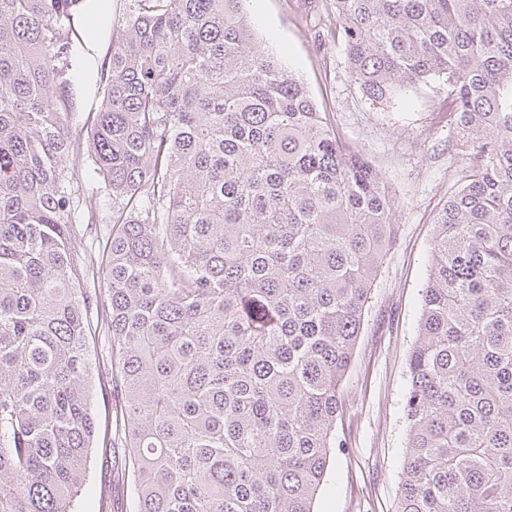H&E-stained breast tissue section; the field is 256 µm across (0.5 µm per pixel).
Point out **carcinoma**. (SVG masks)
Here are the masks:
<instances>
[{
  "label": "carcinoma",
  "instance_id": "cac0c4a2",
  "mask_svg": "<svg viewBox=\"0 0 512 512\" xmlns=\"http://www.w3.org/2000/svg\"><path fill=\"white\" fill-rule=\"evenodd\" d=\"M79 0H0V512H71L111 338L132 512H314L393 201L247 0H142L96 72ZM387 104L442 79L463 183L439 211L395 512H512V0H332ZM101 179L80 197L75 176ZM110 205L90 286L80 216Z\"/></svg>",
  "mask_w": 512,
  "mask_h": 512
}]
</instances>
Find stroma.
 <instances>
[{
    "mask_svg": "<svg viewBox=\"0 0 512 512\" xmlns=\"http://www.w3.org/2000/svg\"><path fill=\"white\" fill-rule=\"evenodd\" d=\"M317 0H248L252 26L288 72L307 86L342 142L362 150L393 197L397 238L372 287L354 356L343 383L344 414L336 426L343 443L317 496L315 512H394L406 446L403 398L408 355L416 340L421 290L435 215L462 175L454 140L456 115L442 82L374 105L348 68L336 19ZM110 338L97 329L89 342L92 403L100 440L111 439L120 400L105 369ZM124 452L93 451L75 512H132Z\"/></svg>",
    "mask_w": 512,
    "mask_h": 512,
    "instance_id": "obj_1",
    "label": "stroma"
}]
</instances>
